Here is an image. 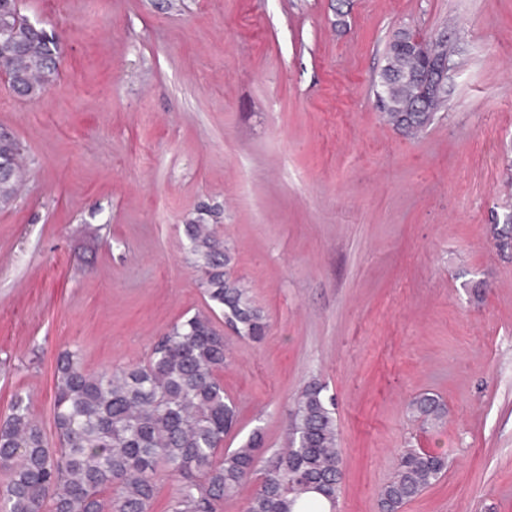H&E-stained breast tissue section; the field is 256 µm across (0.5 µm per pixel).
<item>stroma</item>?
<instances>
[{
	"mask_svg": "<svg viewBox=\"0 0 512 512\" xmlns=\"http://www.w3.org/2000/svg\"><path fill=\"white\" fill-rule=\"evenodd\" d=\"M59 78L0 127L30 173L0 210V414L28 397L49 447L59 352L146 360L205 310L184 252L218 225L269 327L224 336L236 448L286 447L316 378L336 404V512H379L407 448L448 458L402 512H512V0H19ZM446 37L419 138L376 106L395 32ZM440 397L444 424L412 416Z\"/></svg>",
	"mask_w": 512,
	"mask_h": 512,
	"instance_id": "stroma-1",
	"label": "stroma"
}]
</instances>
